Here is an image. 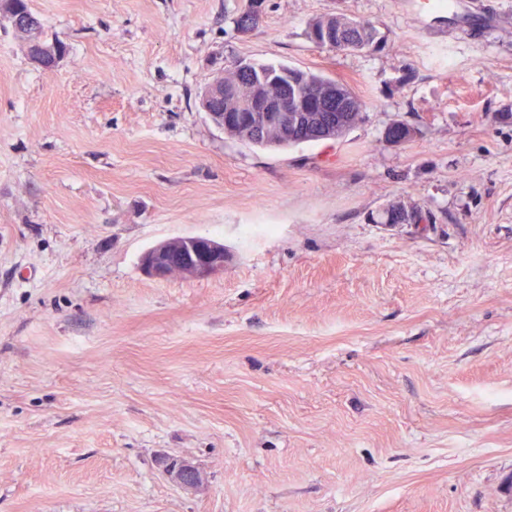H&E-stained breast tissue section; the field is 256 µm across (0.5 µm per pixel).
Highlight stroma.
Segmentation results:
<instances>
[{"mask_svg":"<svg viewBox=\"0 0 512 512\" xmlns=\"http://www.w3.org/2000/svg\"><path fill=\"white\" fill-rule=\"evenodd\" d=\"M243 4L28 0L49 70L0 15V512H512V0ZM333 14L376 46L317 47ZM239 59L362 119L229 136L199 96ZM193 235L223 272L142 270ZM325 30L336 31V44L325 37V46H333V50L359 52L374 45L377 29L373 24L362 23L344 15H330L319 18L310 24L307 36L311 42L320 47L318 40H322ZM162 471L170 483L187 492H198L206 483L203 471L189 460L175 458Z\"/></svg>","mask_w":512,"mask_h":512,"instance_id":"stroma-1","label":"stroma"}]
</instances>
